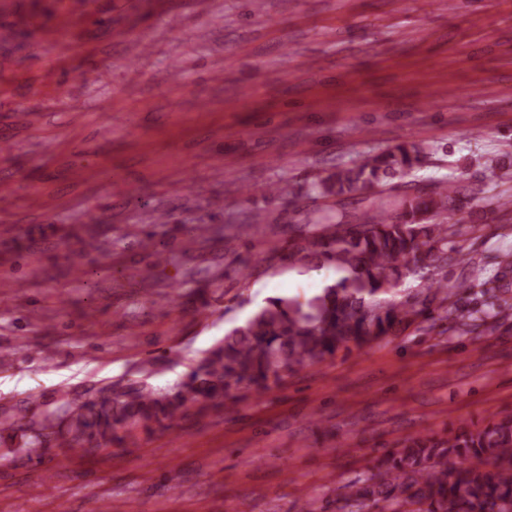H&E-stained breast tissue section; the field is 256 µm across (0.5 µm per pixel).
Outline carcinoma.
<instances>
[{
  "mask_svg": "<svg viewBox=\"0 0 512 512\" xmlns=\"http://www.w3.org/2000/svg\"><path fill=\"white\" fill-rule=\"evenodd\" d=\"M428 149L402 142L313 183L315 198L338 201L379 188L362 211L314 216L288 246L269 247V261L316 260L340 273L320 293L303 301L268 299L166 389L146 382L109 387L83 403L64 397L38 417L3 407L0 425L22 431L31 452L45 453L62 440L79 449L77 456H92L121 441L122 432L167 430L176 420L220 409L241 388L263 394L286 369L399 336L420 319L446 318L459 335L474 333L476 319L457 315L465 294L490 299L494 315L508 316L512 292L485 266L474 262L470 280L451 281L438 264L460 233V186L436 181L411 193L393 182L417 168ZM409 277L418 284L395 299L388 285ZM334 503L336 512H512V417L446 438L414 437L386 452L370 477L344 486Z\"/></svg>",
  "mask_w": 512,
  "mask_h": 512,
  "instance_id": "obj_1",
  "label": "carcinoma"
}]
</instances>
